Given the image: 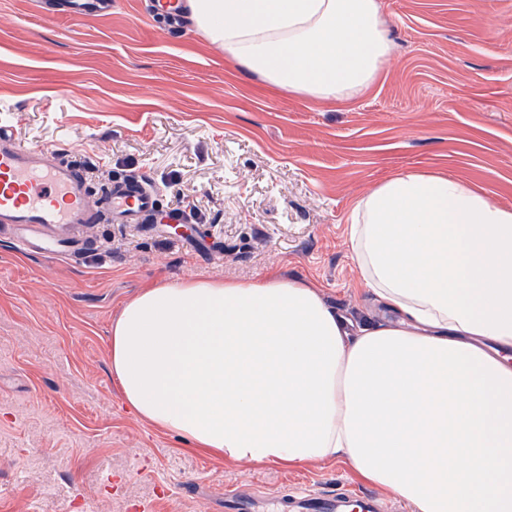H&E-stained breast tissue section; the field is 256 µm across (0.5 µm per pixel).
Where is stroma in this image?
I'll use <instances>...</instances> for the list:
<instances>
[{
	"instance_id": "1",
	"label": "stroma",
	"mask_w": 512,
	"mask_h": 512,
	"mask_svg": "<svg viewBox=\"0 0 512 512\" xmlns=\"http://www.w3.org/2000/svg\"><path fill=\"white\" fill-rule=\"evenodd\" d=\"M393 56L380 80L333 106L267 88L150 0L74 21L38 0H0V117L23 143L146 176L157 214L184 195L195 229L95 224L76 258L27 255L0 231V512L258 510L342 487L377 512H410L344 465L228 464L126 408L109 336L123 303L159 281H310L365 316L346 237L358 196L393 173L435 169L512 205V0H380Z\"/></svg>"
}]
</instances>
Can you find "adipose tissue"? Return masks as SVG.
<instances>
[{
    "instance_id": "obj_1",
    "label": "adipose tissue",
    "mask_w": 512,
    "mask_h": 512,
    "mask_svg": "<svg viewBox=\"0 0 512 512\" xmlns=\"http://www.w3.org/2000/svg\"><path fill=\"white\" fill-rule=\"evenodd\" d=\"M192 28L265 84L343 104L393 46L379 0H186ZM346 235L383 314L314 285L188 278L112 324V377L143 421L232 463L337 459L411 512H512V207L433 170L358 198Z\"/></svg>"
}]
</instances>
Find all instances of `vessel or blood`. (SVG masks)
I'll return each instance as SVG.
<instances>
[{
  "instance_id": "b4317fda",
  "label": "vessel or blood",
  "mask_w": 512,
  "mask_h": 512,
  "mask_svg": "<svg viewBox=\"0 0 512 512\" xmlns=\"http://www.w3.org/2000/svg\"><path fill=\"white\" fill-rule=\"evenodd\" d=\"M112 0H67L74 20L102 16ZM93 204L82 169L50 160L44 151L19 141L0 122V227L18 229L16 247L48 256L75 255L80 233L92 224H142L156 210L157 192L146 178L112 181Z\"/></svg>"
}]
</instances>
